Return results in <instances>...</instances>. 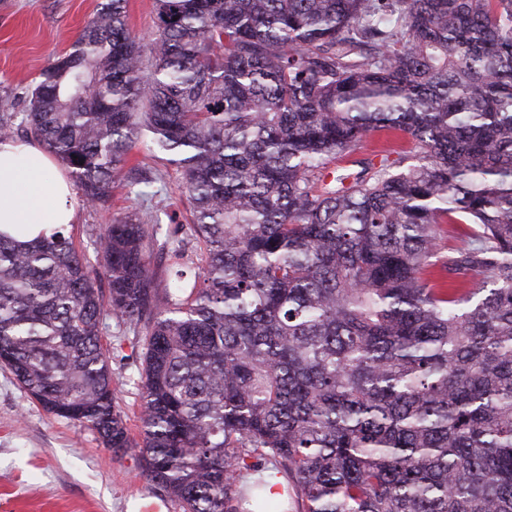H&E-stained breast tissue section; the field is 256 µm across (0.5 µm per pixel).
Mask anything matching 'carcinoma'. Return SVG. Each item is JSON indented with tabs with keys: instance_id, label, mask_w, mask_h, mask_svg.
Here are the masks:
<instances>
[{
	"instance_id": "carcinoma-1",
	"label": "carcinoma",
	"mask_w": 512,
	"mask_h": 512,
	"mask_svg": "<svg viewBox=\"0 0 512 512\" xmlns=\"http://www.w3.org/2000/svg\"><path fill=\"white\" fill-rule=\"evenodd\" d=\"M126 6L99 3L0 144H38L105 209L147 137L202 266L155 288L133 211L100 270L63 224H0V365L140 448L182 512H512V0H156L147 47ZM378 131L414 149L330 176ZM109 314L142 335L140 445ZM263 460L278 500L243 480Z\"/></svg>"
}]
</instances>
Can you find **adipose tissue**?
<instances>
[{"label": "adipose tissue", "mask_w": 512, "mask_h": 512, "mask_svg": "<svg viewBox=\"0 0 512 512\" xmlns=\"http://www.w3.org/2000/svg\"><path fill=\"white\" fill-rule=\"evenodd\" d=\"M38 146H0V224H69L73 191Z\"/></svg>", "instance_id": "1"}]
</instances>
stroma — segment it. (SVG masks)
Instances as JSON below:
<instances>
[{
  "label": "stroma",
  "instance_id": "35a3bbf8",
  "mask_svg": "<svg viewBox=\"0 0 512 512\" xmlns=\"http://www.w3.org/2000/svg\"><path fill=\"white\" fill-rule=\"evenodd\" d=\"M98 2L0 0V113L27 111L33 78L76 40ZM129 164L138 174L151 176L154 197L138 200L120 182L112 187L108 208L94 210L75 202L69 230L88 261L96 259L100 228L129 210L145 218L158 214L165 231L191 221L182 175L174 165L141 143ZM152 262L165 284L175 270L194 272L199 247L187 237L175 249L158 244ZM104 341L112 348L117 407L131 438L140 439V338L131 329L118 332L110 320ZM147 499L162 501L164 512H182L178 502L142 475L138 450L113 454L91 429L44 411L0 367V512H140Z\"/></svg>",
  "mask_w": 512,
  "mask_h": 512
}]
</instances>
